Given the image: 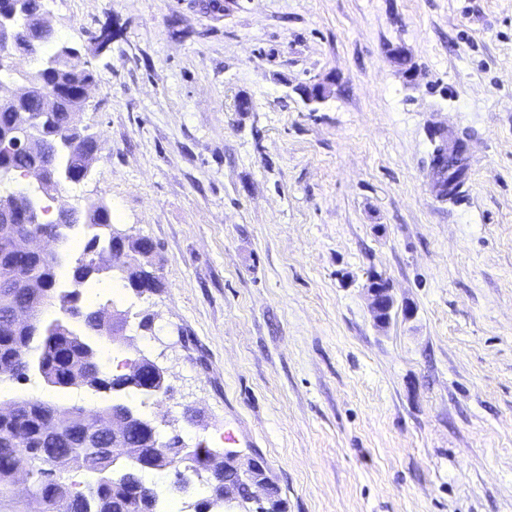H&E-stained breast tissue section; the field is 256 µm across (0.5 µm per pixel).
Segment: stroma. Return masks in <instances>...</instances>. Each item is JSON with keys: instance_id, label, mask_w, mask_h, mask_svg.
<instances>
[{"instance_id": "stroma-1", "label": "stroma", "mask_w": 512, "mask_h": 512, "mask_svg": "<svg viewBox=\"0 0 512 512\" xmlns=\"http://www.w3.org/2000/svg\"><path fill=\"white\" fill-rule=\"evenodd\" d=\"M45 16L95 72L82 120L102 146L58 197L104 200L164 259L153 294L94 280L127 317L102 364L166 371L161 436L258 457L287 512H512V0H57ZM314 82L330 94L313 108L298 88ZM437 125L473 155L457 201L433 186ZM31 398L110 396L0 382L1 408Z\"/></svg>"}]
</instances>
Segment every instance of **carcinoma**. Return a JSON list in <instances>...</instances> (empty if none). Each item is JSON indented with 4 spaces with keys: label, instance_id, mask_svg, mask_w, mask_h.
<instances>
[{
    "label": "carcinoma",
    "instance_id": "obj_1",
    "mask_svg": "<svg viewBox=\"0 0 512 512\" xmlns=\"http://www.w3.org/2000/svg\"><path fill=\"white\" fill-rule=\"evenodd\" d=\"M20 51L38 61L23 77V83L34 90L48 81L76 90L94 79L84 56L47 54L34 36ZM84 110L85 101L75 94L45 115L35 96L18 105L0 101V147H5L0 158V184H11L33 168L44 170L36 188L0 194L1 216L12 215L31 203L39 207L41 197L57 191L61 182H72L80 173L89 175L100 147L82 126ZM28 114L41 116L46 128L43 148L34 152L6 149L10 132ZM463 148L462 143L450 153L444 143L434 148L432 167L438 176L435 186L443 196L455 195V188L466 179V168L456 164ZM37 220L36 224L0 223V379H26L35 373L48 385L61 389L85 387L98 393L128 390L146 400L167 396V379L142 373L138 369L139 358L131 361L129 371L123 374H112L102 367L91 338L116 339L123 335L126 319L121 313H112L102 325L98 321L102 310L89 308L83 298L86 283L112 271L123 282L155 272L157 276L147 291H159L163 281L158 275V245L144 236H129L122 265L112 268V236L99 233L102 228H112L110 208L102 199L79 210L61 203L57 219L48 221L39 212ZM79 225L91 237L67 286L58 276L60 261L55 254L19 257L12 252L18 235L41 232L63 240L68 230ZM20 306L37 312L57 306L60 317L41 322L35 329L30 323L15 325L6 320L7 314ZM73 319L82 323L84 333L72 327ZM128 409L139 412L125 402L107 404L93 412L40 399L14 403L7 415H0V512H161L155 486L147 481V474L152 471L169 474L170 485L178 492L187 491L197 479L210 486L215 498L224 499V482L234 481V475L222 467H207L209 459L224 455L222 448L200 443L191 447L178 434L157 441L152 430L134 425L128 426L117 440L110 435L95 442L90 440L100 419ZM18 446L26 448L33 487L31 496L24 501L16 500L12 489L17 462L14 448ZM103 448L109 452H101ZM73 472L81 473L84 481H74L70 477Z\"/></svg>",
    "mask_w": 512,
    "mask_h": 512
}]
</instances>
